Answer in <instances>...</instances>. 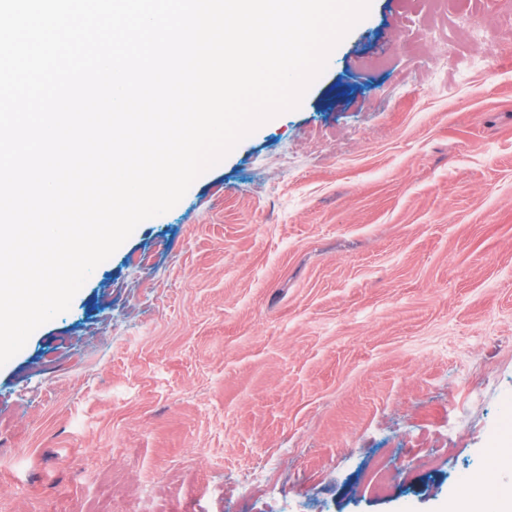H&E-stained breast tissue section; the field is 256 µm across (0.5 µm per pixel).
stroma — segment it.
<instances>
[{"mask_svg": "<svg viewBox=\"0 0 512 512\" xmlns=\"http://www.w3.org/2000/svg\"><path fill=\"white\" fill-rule=\"evenodd\" d=\"M467 11L487 44L371 0L298 109L0 367V512H442L472 472L512 483V0Z\"/></svg>", "mask_w": 512, "mask_h": 512, "instance_id": "obj_1", "label": "stroma"}]
</instances>
